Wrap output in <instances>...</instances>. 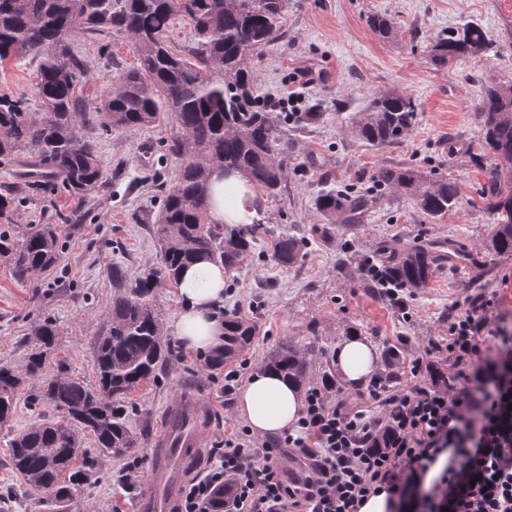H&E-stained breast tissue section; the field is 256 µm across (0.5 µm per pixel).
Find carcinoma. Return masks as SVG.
<instances>
[{"label": "carcinoma", "mask_w": 512, "mask_h": 512, "mask_svg": "<svg viewBox=\"0 0 512 512\" xmlns=\"http://www.w3.org/2000/svg\"><path fill=\"white\" fill-rule=\"evenodd\" d=\"M286 0H0V62L11 57L38 60L35 93L41 113L28 111L21 97L0 95V160L15 163V182L0 194V223L9 222L18 191L37 192L58 181L71 195L98 187L103 162L95 145L79 134L86 106L85 71L71 50L77 34L113 32L130 36L138 66L120 73L99 107L101 125L110 131H135L156 122L158 112H172L181 134L164 145L166 155L179 160L176 178L163 191L154 232L162 263L129 277L112 268L111 323L96 347L98 386L93 388L63 369L45 373L56 329L50 322L33 332L35 345L25 370L0 362V424L15 413L27 381L40 380L37 399L56 407L59 420L42 421L9 440V465L31 488L47 492L57 504L68 501L75 485L87 477L93 463L78 461L84 439L94 438L107 457L133 455L140 442L131 430L120 400L141 384L156 380L171 362L160 311L153 300L154 283L163 277L178 283L182 268L200 257L230 271L251 253L254 228L248 224H218L208 214V169L224 168V176L239 173L272 195L284 177L286 152L275 127L252 90L246 56L282 35ZM190 18L194 45L187 52L172 47L167 33L175 14ZM372 31L383 38L392 33L381 14L368 17ZM487 30L467 23L435 36L433 62L448 67L467 56L496 51ZM482 116L481 151L476 162L488 170L482 198L494 228L492 249L512 255V84H486L473 104ZM411 96L392 91L374 97L352 119L360 140L392 144L416 119ZM31 149L26 160L20 148ZM377 181L387 188L411 189L419 211L431 218L458 210L462 200L455 182L434 170L416 166L381 169ZM365 206L361 195L332 190L316 199L317 210L349 224ZM299 254L297 239H278L275 259L292 264ZM60 257L54 225L31 224L20 236L0 233V260L17 278L46 269ZM435 255L423 248L403 251L385 267L392 282L404 288H424L433 272ZM224 345L204 356V366L218 370L249 348L258 336L255 323L224 312ZM305 385L308 367L299 348L281 342L264 364Z\"/></svg>", "instance_id": "cac0c4a2"}]
</instances>
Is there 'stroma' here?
<instances>
[{
    "label": "stroma",
    "mask_w": 512,
    "mask_h": 512,
    "mask_svg": "<svg viewBox=\"0 0 512 512\" xmlns=\"http://www.w3.org/2000/svg\"><path fill=\"white\" fill-rule=\"evenodd\" d=\"M374 13L392 19L391 39L369 29L366 19ZM465 22L487 29L496 55L449 68L433 65L434 37ZM71 47L90 74L79 131L94 141L103 160V183L82 198L52 183L16 207L10 231L57 225L62 253L56 264L22 280L0 263V360L22 366L33 329L49 320L58 332L49 372L63 367L93 386L95 348L111 321L113 265L134 276L161 264L153 226L161 186L177 169L176 161L165 158L164 144L179 124L173 113L163 112L138 131H103L101 91L120 70L137 66L136 49L129 36L114 33L79 36ZM248 67L264 102L293 90L298 71L310 70L313 81L302 90L298 113L274 115L288 149L284 179L276 195L258 192L256 244L224 279L225 311L260 328L241 355L248 364L243 377L260 370L280 340L291 339L305 353L311 382H320L335 375L333 351L354 332L369 339L378 355L425 349L432 368L448 371V322L455 303L464 300L493 298L502 325L512 328V256L488 246L491 217L479 195L487 173L473 158L480 150L481 117L472 110L482 84H512V0H288L281 38L250 54ZM36 82V60L0 64V94L27 97L33 112L40 109ZM391 90L412 96L418 107L414 126L399 143L367 145L349 118ZM310 112L317 120H307ZM407 165L438 167L456 183L462 207L429 218L408 193L377 188L379 169ZM331 189L365 196L368 209L356 223L339 224L317 211V196ZM285 232L303 242L298 260L286 266L274 258V244ZM457 246L469 254V264L448 261L449 248ZM408 247L433 251L438 260L427 288L403 291L395 302L375 287L369 268ZM171 344V365L124 401L141 442L134 459L101 456L94 441L85 439L81 453L97 465L74 487L64 512H136L140 493L125 491L121 476L133 463L148 479L150 439L164 406L180 392L194 393L207 406L209 444L244 427L236 394L224 391L223 371L205 369L202 354L186 350L179 339ZM37 390V383L27 385L12 420L0 426V492H8L12 512H45L44 493L8 465L12 435L58 415L48 402L30 404Z\"/></svg>",
    "instance_id": "stroma-1"
}]
</instances>
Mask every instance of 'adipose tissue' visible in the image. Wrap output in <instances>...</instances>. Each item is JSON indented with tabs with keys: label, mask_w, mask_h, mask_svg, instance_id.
Returning a JSON list of instances; mask_svg holds the SVG:
<instances>
[{
	"label": "adipose tissue",
	"mask_w": 512,
	"mask_h": 512,
	"mask_svg": "<svg viewBox=\"0 0 512 512\" xmlns=\"http://www.w3.org/2000/svg\"><path fill=\"white\" fill-rule=\"evenodd\" d=\"M211 214L216 222L251 223L257 212L254 189L239 175L213 178ZM180 309L170 329L185 348L206 352L223 344L224 325L217 316L224 303V268L207 260L183 269L179 288ZM374 345L359 334H351L336 347L333 363L341 379L352 388L367 383L377 366ZM236 410L252 434L264 437L294 428L304 410L299 384L275 370L251 376L241 387Z\"/></svg>",
	"instance_id": "adipose-tissue-1"
}]
</instances>
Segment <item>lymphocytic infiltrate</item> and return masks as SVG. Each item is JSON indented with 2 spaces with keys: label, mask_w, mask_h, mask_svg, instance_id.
I'll return each mask as SVG.
<instances>
[{
  "label": "lymphocytic infiltrate",
  "mask_w": 512,
  "mask_h": 512,
  "mask_svg": "<svg viewBox=\"0 0 512 512\" xmlns=\"http://www.w3.org/2000/svg\"><path fill=\"white\" fill-rule=\"evenodd\" d=\"M496 316L486 299L449 321L455 383L430 381L418 352L401 362L404 387L385 396L372 381L380 416L335 398L326 381L309 389L283 439L229 434L185 489L182 512H358L381 490L394 512H512V330L492 327Z\"/></svg>",
  "instance_id": "1"
}]
</instances>
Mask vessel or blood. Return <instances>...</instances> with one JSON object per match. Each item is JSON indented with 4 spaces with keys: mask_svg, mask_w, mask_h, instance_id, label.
Segmentation results:
<instances>
[{
    "mask_svg": "<svg viewBox=\"0 0 512 512\" xmlns=\"http://www.w3.org/2000/svg\"><path fill=\"white\" fill-rule=\"evenodd\" d=\"M207 407L192 394H181L164 410L151 440L149 484L138 501L139 512H180L182 485L195 469L189 461L206 444Z\"/></svg>",
    "mask_w": 512,
    "mask_h": 512,
    "instance_id": "vessel-or-blood-1",
    "label": "vessel or blood"
}]
</instances>
